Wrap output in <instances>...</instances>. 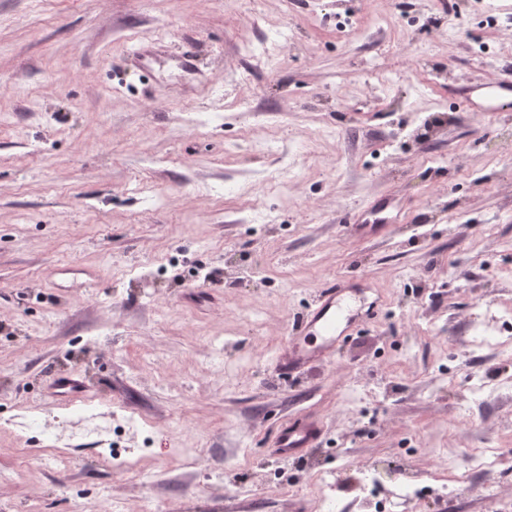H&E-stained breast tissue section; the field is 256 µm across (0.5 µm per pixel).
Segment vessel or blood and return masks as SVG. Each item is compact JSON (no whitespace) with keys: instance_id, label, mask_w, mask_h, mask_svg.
Listing matches in <instances>:
<instances>
[{"instance_id":"1","label":"vessel or blood","mask_w":512,"mask_h":512,"mask_svg":"<svg viewBox=\"0 0 512 512\" xmlns=\"http://www.w3.org/2000/svg\"><path fill=\"white\" fill-rule=\"evenodd\" d=\"M458 95L473 112H495L512 105V80L493 79L479 88L459 89ZM398 210L385 198L363 208L355 217L358 224H393ZM379 304L367 300L361 287L336 279L318 289L313 303L294 324L290 336L274 360L283 375L300 373L314 362H330L345 336L361 323L377 316ZM322 433L320 423L303 417L281 422L275 434L278 455L290 459L313 447Z\"/></svg>"}]
</instances>
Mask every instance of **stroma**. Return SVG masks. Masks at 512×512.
<instances>
[{
  "instance_id": "35a3bbf8",
  "label": "stroma",
  "mask_w": 512,
  "mask_h": 512,
  "mask_svg": "<svg viewBox=\"0 0 512 512\" xmlns=\"http://www.w3.org/2000/svg\"><path fill=\"white\" fill-rule=\"evenodd\" d=\"M389 15L401 39L380 30ZM460 15L468 28L448 40ZM283 28L293 39L277 55L243 53ZM188 50L194 74L178 65ZM507 73L512 0H0V512H94L106 496L127 512H222L228 497L328 512L313 484L271 478L321 461L344 512H365L366 467L425 478L435 449L512 448V402L469 415L462 381L512 377V359L467 343L478 309L512 308L498 274L512 266L499 251L512 106L466 112L448 94ZM269 130L276 143L258 148ZM386 197L399 222L356 230L354 214ZM356 272L378 317L333 362L280 379L273 359L316 290ZM56 375L87 393L53 399ZM379 394L371 426L362 409ZM21 407L42 431L11 424ZM91 407L143 420L123 442L132 469L113 473L78 439ZM294 416L323 433L285 462L270 441ZM60 442L64 472L47 455ZM510 497L512 462L494 484L470 477L395 512H512Z\"/></svg>"
}]
</instances>
